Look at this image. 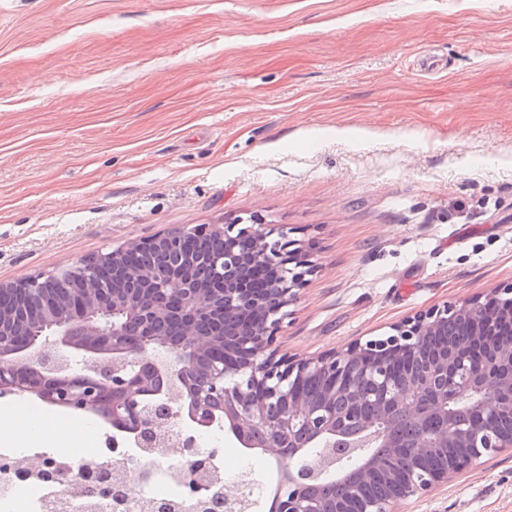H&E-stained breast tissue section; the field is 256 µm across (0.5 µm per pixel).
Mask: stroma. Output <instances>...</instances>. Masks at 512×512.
<instances>
[{
	"label": "stroma",
	"mask_w": 512,
	"mask_h": 512,
	"mask_svg": "<svg viewBox=\"0 0 512 512\" xmlns=\"http://www.w3.org/2000/svg\"><path fill=\"white\" fill-rule=\"evenodd\" d=\"M258 219L296 358L512 284V0H0V282ZM401 512H512V451Z\"/></svg>",
	"instance_id": "1"
}]
</instances>
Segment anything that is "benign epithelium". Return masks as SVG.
Wrapping results in <instances>:
<instances>
[{
	"mask_svg": "<svg viewBox=\"0 0 512 512\" xmlns=\"http://www.w3.org/2000/svg\"><path fill=\"white\" fill-rule=\"evenodd\" d=\"M185 231L205 245L224 240V255L211 259L213 268L224 267V287H211L190 262L163 282L146 268L124 266L127 249L176 254ZM185 231L132 239L113 249L109 286L91 273L93 258L75 263L82 272L68 279L67 296L49 306L43 319H34L46 335L24 350L6 333L19 323L0 309V396L27 393L93 412L82 379H98L112 388V420L145 455L162 452L185 463V481L194 493L206 487L210 453L191 433L172 437L176 420L185 418L202 430L220 418L241 444L258 434V449L278 461L280 488L288 489L270 512H394L397 504L430 493L484 455L512 449V434L478 440L481 433L497 434L499 419L512 416V341L500 340L512 335V285L435 305L384 335L341 350L295 359L281 352L280 338L312 260L264 224H198ZM258 265L271 279L262 290L251 285V270ZM51 278L35 274L1 282L0 288L23 289L25 302ZM169 292L180 298L176 312L166 306ZM450 322L462 326L472 342L428 349L427 339L448 330ZM352 366L373 380L379 418L403 409L418 424L437 415L444 419L439 433L422 434L406 445L387 429L375 430L374 447L397 448L417 467L439 453L443 460L417 479L407 467L391 469L385 493L363 499L356 492L325 508L311 499L307 482L337 471L343 458L368 447L345 430V412L363 401L347 377ZM156 372L166 374L169 385L152 401L148 395ZM310 378L323 385L317 401L300 390ZM314 443L321 452L294 467L287 448L298 452ZM380 465L375 454L358 455L363 478ZM116 467L124 479L134 471L143 481L151 476L137 460H118ZM236 486L235 493L221 496L224 512L242 506L250 483L243 478Z\"/></svg>",
	"mask_w": 512,
	"mask_h": 512,
	"instance_id": "obj_1",
	"label": "benign epithelium"
}]
</instances>
